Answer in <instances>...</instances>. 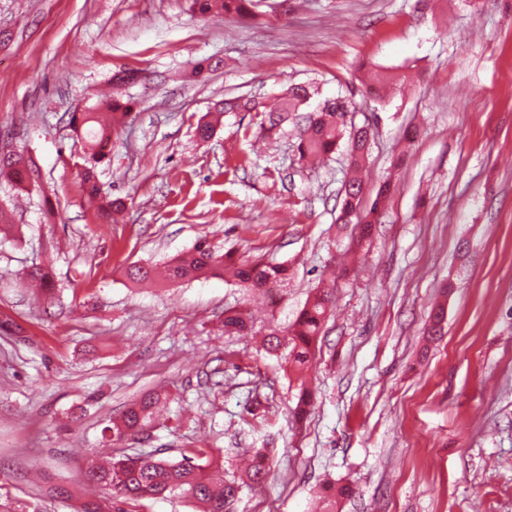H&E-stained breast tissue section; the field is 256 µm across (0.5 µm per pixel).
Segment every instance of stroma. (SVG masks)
Wrapping results in <instances>:
<instances>
[{
  "label": "stroma",
  "instance_id": "35a3bbf8",
  "mask_svg": "<svg viewBox=\"0 0 512 512\" xmlns=\"http://www.w3.org/2000/svg\"><path fill=\"white\" fill-rule=\"evenodd\" d=\"M256 19L207 20L188 0H0V147L38 184L0 178V503L76 512L101 456L171 459L208 448L225 478L255 449L268 473L232 512H512V0H261ZM205 57L215 70L195 74ZM136 84L113 87L121 70ZM382 71L410 76L380 85ZM294 84L348 97L372 129L363 207L391 190L369 238L337 223L347 141L295 160L293 126L268 110ZM119 94L133 108L101 165L125 201L103 221L82 187L73 113ZM243 96L211 139L198 123ZM288 263L275 298L212 276L131 282L200 237ZM50 268L39 298L25 274ZM331 309L304 376L259 345L316 289ZM443 306V333L428 316ZM254 318L227 335L224 312ZM314 406L294 424L299 386ZM167 409L141 443L106 426L142 393Z\"/></svg>",
  "mask_w": 512,
  "mask_h": 512
}]
</instances>
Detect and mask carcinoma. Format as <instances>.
<instances>
[{
    "instance_id": "cac0c4a2",
    "label": "carcinoma",
    "mask_w": 512,
    "mask_h": 512,
    "mask_svg": "<svg viewBox=\"0 0 512 512\" xmlns=\"http://www.w3.org/2000/svg\"><path fill=\"white\" fill-rule=\"evenodd\" d=\"M252 0H191L192 10L205 19L214 14L244 16L250 12ZM310 98V87L293 85L282 96L277 109V126L302 111ZM132 108V101L119 98L102 99L87 110L75 113L72 121L84 130L87 142L82 181L89 199L100 202L103 218L112 217L124 203L102 195L98 180V166L108 156L107 148L112 131L123 125ZM256 108L249 99L235 98L216 104L215 112H248ZM343 113L340 99L326 100L319 109L302 117V125L296 146L297 163L307 165L316 159H325L335 153L346 123L341 121ZM351 168L359 170L365 160L371 128H351ZM38 167L32 160L15 150L0 154V176L9 178L19 186L35 182ZM390 190V184L381 186L369 210L360 209L361 183L353 177L345 183L341 201L340 224L355 222L362 225L361 234H371L381 204ZM228 274L242 288L265 291L288 283L289 269L283 263L267 262L263 259H234L231 253H221L205 238L199 239L190 253L177 257L163 267L164 280L171 283ZM329 292L319 289L300 310L295 320L284 328L271 324L265 334L268 354L285 365L300 370L309 364L315 351L323 323L329 312ZM224 332L247 333L251 331L247 318L235 310L224 312ZM162 397L149 392L129 406L120 419L112 423L110 431L117 440L143 438L156 421V412ZM213 466L209 450L197 448L194 456L179 461L157 458L151 455L122 454L108 463L92 465L85 479L108 490L112 497L113 512H131L127 506H135L145 499H157L179 494L196 507V512H228L238 498L242 484L236 479L215 480L208 475Z\"/></svg>"
}]
</instances>
